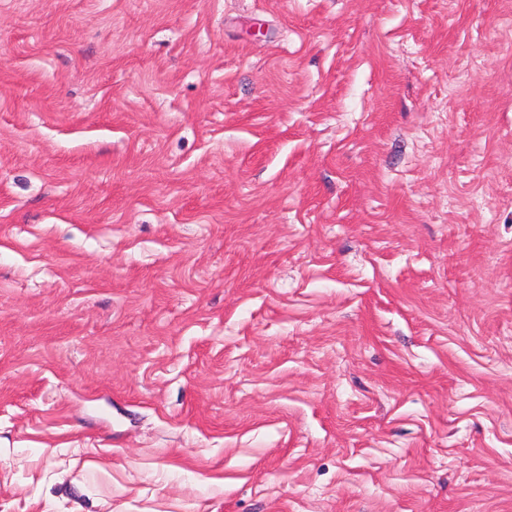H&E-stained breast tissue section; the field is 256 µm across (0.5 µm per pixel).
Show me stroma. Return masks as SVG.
Returning <instances> with one entry per match:
<instances>
[{"instance_id": "35a3bbf8", "label": "stroma", "mask_w": 512, "mask_h": 512, "mask_svg": "<svg viewBox=\"0 0 512 512\" xmlns=\"http://www.w3.org/2000/svg\"><path fill=\"white\" fill-rule=\"evenodd\" d=\"M0 512H512V0H0Z\"/></svg>"}]
</instances>
